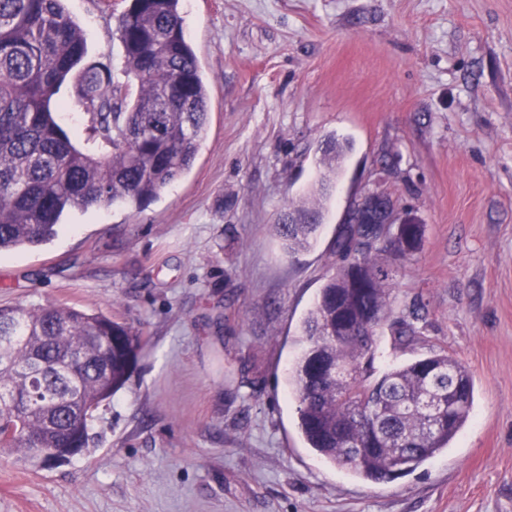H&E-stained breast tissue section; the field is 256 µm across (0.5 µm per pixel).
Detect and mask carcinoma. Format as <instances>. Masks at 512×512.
Returning a JSON list of instances; mask_svg holds the SVG:
<instances>
[{
    "label": "carcinoma",
    "mask_w": 512,
    "mask_h": 512,
    "mask_svg": "<svg viewBox=\"0 0 512 512\" xmlns=\"http://www.w3.org/2000/svg\"><path fill=\"white\" fill-rule=\"evenodd\" d=\"M65 0H0V252L50 241L65 212L142 208L192 166L208 125L209 91L185 38L181 0H133L117 21L124 66L84 65L83 30ZM75 98L104 152L77 148L57 122L54 97L76 69ZM138 86L136 97L130 87ZM312 192L336 184L346 145L323 150ZM320 225H277L290 254L310 248ZM374 224H348L338 265L307 312L288 370L298 428L326 461L371 481L392 480L449 448L470 417L474 384L436 353L373 377L376 330L390 315L389 272L358 249ZM423 227L403 224L384 242L396 259L415 253ZM0 448L33 461L82 448L102 402L129 378L141 333L101 314L55 304L0 307Z\"/></svg>",
    "instance_id": "carcinoma-1"
}]
</instances>
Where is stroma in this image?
<instances>
[{
  "label": "stroma",
  "instance_id": "obj_1",
  "mask_svg": "<svg viewBox=\"0 0 512 512\" xmlns=\"http://www.w3.org/2000/svg\"><path fill=\"white\" fill-rule=\"evenodd\" d=\"M130 0H66L121 67ZM209 88L190 168L142 209L73 211L0 253V306L64 303L142 332L98 442L61 463L0 448V512H512V0H183ZM349 143L316 244L275 226ZM372 190L422 224L390 271L374 369L446 353L471 373L447 452L371 483L307 448L288 395L305 315ZM413 321V340L393 325Z\"/></svg>",
  "mask_w": 512,
  "mask_h": 512
}]
</instances>
